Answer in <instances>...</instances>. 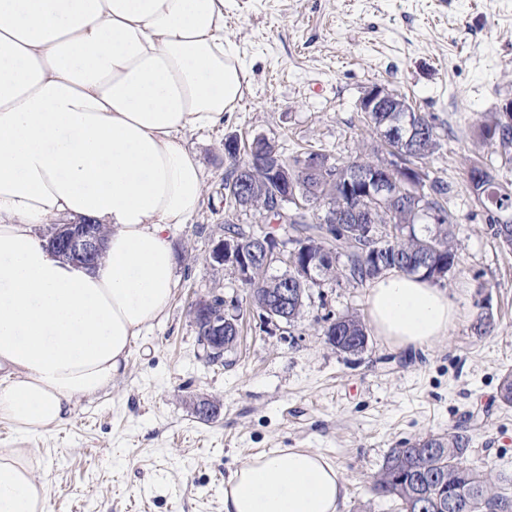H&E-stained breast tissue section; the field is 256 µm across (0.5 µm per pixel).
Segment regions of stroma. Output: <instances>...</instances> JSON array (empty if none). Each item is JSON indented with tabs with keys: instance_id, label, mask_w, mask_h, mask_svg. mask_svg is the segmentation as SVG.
I'll use <instances>...</instances> for the list:
<instances>
[{
	"instance_id": "1",
	"label": "stroma",
	"mask_w": 512,
	"mask_h": 512,
	"mask_svg": "<svg viewBox=\"0 0 512 512\" xmlns=\"http://www.w3.org/2000/svg\"><path fill=\"white\" fill-rule=\"evenodd\" d=\"M224 41L238 49L249 90L223 126L185 136L204 167V202L168 234L177 287L167 312L108 388L40 434L0 421V448L32 450L49 512H224L231 473L277 448L310 449L341 470L343 512H401L371 491L385 456L459 429L471 437L470 465L501 474L512 494V407L498 398L512 370V248L466 176L479 158L512 185V161L480 132L512 102V0H229ZM376 83L432 119L439 147L426 168L454 186L446 208L460 264L441 286L458 318L447 337L413 352L373 333L364 352H337L319 333L324 316H367L371 288L329 280L294 323L273 326L245 309L237 346L204 359L192 304L246 297L231 266L209 261L226 218L225 139L265 136L288 154L348 160L378 143L359 110ZM481 315L493 323L486 336L472 329ZM198 397L217 413L196 416Z\"/></svg>"
}]
</instances>
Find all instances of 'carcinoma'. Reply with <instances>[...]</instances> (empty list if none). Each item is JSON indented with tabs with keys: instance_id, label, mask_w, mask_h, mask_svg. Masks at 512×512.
Segmentation results:
<instances>
[{
	"instance_id": "carcinoma-1",
	"label": "carcinoma",
	"mask_w": 512,
	"mask_h": 512,
	"mask_svg": "<svg viewBox=\"0 0 512 512\" xmlns=\"http://www.w3.org/2000/svg\"><path fill=\"white\" fill-rule=\"evenodd\" d=\"M376 135L389 128L396 138L386 139L389 158L378 149L333 163L325 153L310 151L285 155L266 137L255 138L240 150L235 137L224 142L230 171L224 178V201L229 207L253 211L267 219L277 203L295 207L288 215V265L273 274L266 265L263 243L276 229L266 224H227L224 237L237 239L238 251L251 264V276L242 282L249 305L259 315L278 314L295 322L302 314L310 290L324 278L362 285L387 270L418 274L440 282L459 265L453 245V225L443 202L452 187L442 178L430 177L425 160L438 147L436 126L421 112L404 116L389 112L368 115ZM484 138L503 148L512 146V114L501 112L482 124ZM282 163L288 175L271 174L272 161ZM471 191L486 210L488 221L502 244L512 247V224L499 214L512 209V193L495 182L479 165L468 170ZM422 185V195L406 185ZM436 212L435 222L417 229L424 210ZM336 253V264L324 254ZM298 300L288 304V317L279 315L272 298L282 288ZM323 336L330 346L363 352L368 344L365 323L357 314L323 317ZM499 399L512 406V370L502 375ZM471 438L462 432L430 434L386 457L373 490L398 499L402 512H512V495L496 490L495 478L468 463Z\"/></svg>"
}]
</instances>
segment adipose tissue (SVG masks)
I'll use <instances>...</instances> for the list:
<instances>
[{
	"mask_svg": "<svg viewBox=\"0 0 512 512\" xmlns=\"http://www.w3.org/2000/svg\"><path fill=\"white\" fill-rule=\"evenodd\" d=\"M225 0H0V420L22 436L63 422L106 389L169 308L167 232L203 203L183 144L214 128L246 87L224 42ZM109 229L93 269L34 232L60 218ZM378 336L409 350L447 336L446 290L392 272L373 284ZM31 449L0 448V512H48ZM346 481L303 448L234 471L224 512H339Z\"/></svg>",
	"mask_w": 512,
	"mask_h": 512,
	"instance_id": "ef3b65f1",
	"label": "adipose tissue"
}]
</instances>
